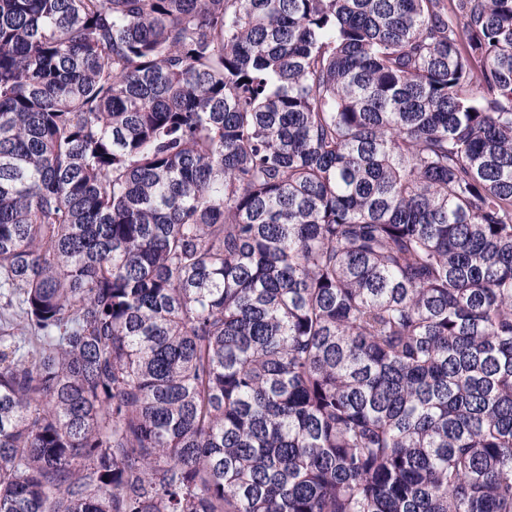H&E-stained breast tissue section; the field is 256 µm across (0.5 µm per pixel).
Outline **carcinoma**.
I'll return each mask as SVG.
<instances>
[{"mask_svg": "<svg viewBox=\"0 0 512 512\" xmlns=\"http://www.w3.org/2000/svg\"><path fill=\"white\" fill-rule=\"evenodd\" d=\"M0 512H512V0H0Z\"/></svg>", "mask_w": 512, "mask_h": 512, "instance_id": "carcinoma-1", "label": "carcinoma"}]
</instances>
